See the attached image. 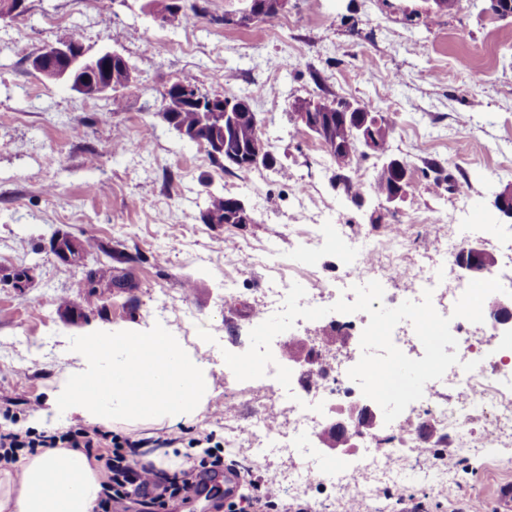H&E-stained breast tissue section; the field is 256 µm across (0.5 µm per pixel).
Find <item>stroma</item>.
<instances>
[{
	"label": "stroma",
	"mask_w": 512,
	"mask_h": 512,
	"mask_svg": "<svg viewBox=\"0 0 512 512\" xmlns=\"http://www.w3.org/2000/svg\"><path fill=\"white\" fill-rule=\"evenodd\" d=\"M206 14L194 24L156 22L147 0H27L26 13L0 18V410L12 408L18 428L63 432L81 418L59 412L61 373L84 369L72 338L117 328L144 332L162 324L208 368L210 394L185 426L223 439L273 408L268 394L240 383L224 352L249 347L253 311L268 271L251 251L271 248L291 281H315L299 253L295 229L306 217L292 188L307 184L324 223L345 225L352 247L382 238L401 223L409 250L423 259L450 225L474 224V240L497 254L496 191L512 185V19L489 15L485 0H463L452 12L427 0H290L287 10L247 28H228L225 13L240 0H197ZM76 38L92 53L120 52L135 80L100 98L50 82L30 66L51 43ZM217 96L249 98L279 169H222L205 146L181 139L161 116L160 92L177 80ZM299 97L360 101L392 114L391 153L411 166L414 187L397 212L371 222L382 202L367 195L354 206L331 184L333 158L290 116ZM444 167L470 194L436 190L422 175L425 161ZM243 200L255 221L206 224L208 196ZM96 244L87 263L131 273L127 292L103 291L85 321L69 322L60 300L83 307L79 268L60 260L53 237ZM28 270V288L2 280ZM238 283L234 307L224 305V278ZM192 292H185V283ZM180 422L130 427L143 461L167 453ZM414 438L428 450L409 459L401 486L375 484L370 494L347 480L321 494L289 490L294 466L278 454L254 459L249 448H228L226 461L243 477L280 483V502L307 512H467L481 501L498 512L495 491L512 483V449L483 459L481 449L455 447L438 423L418 417ZM455 465L442 469L445 457ZM430 470L422 484L417 474Z\"/></svg>",
	"instance_id": "obj_1"
}]
</instances>
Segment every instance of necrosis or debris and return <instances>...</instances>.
<instances>
[{"label": "necrosis or debris", "instance_id": "obj_1", "mask_svg": "<svg viewBox=\"0 0 512 512\" xmlns=\"http://www.w3.org/2000/svg\"><path fill=\"white\" fill-rule=\"evenodd\" d=\"M345 233L343 225L310 223L302 233V248L318 252L322 248L335 249L342 274L336 280L337 297L354 300L353 285L371 278L381 284L402 283L407 299L421 301L424 290H431L436 311L450 318V330L457 340L458 365L452 366L442 379L428 382L422 399L411 403L389 425L395 446L385 456L361 459L356 465L341 466L327 471L323 481L335 484L346 478L378 472L391 484H398L403 465L410 456H423L420 444L411 439L412 418L422 412L451 430L459 448L482 447L486 456L500 454L504 432H512V335L501 337L496 354H488L483 339L496 334L493 325L473 323L453 315L456 302L465 291L469 280L463 276L449 277L448 260L468 246L467 235L449 236L447 243L437 246L431 260H403L405 231L393 225L388 237L378 240L363 250L342 247ZM475 362L473 371L462 368L463 363ZM356 363L348 358L329 366L313 382L301 384L292 381L283 387L274 377V369H267L263 378L264 389L275 395L277 410L253 423L245 435L230 433L225 439L227 447H236L240 437H247L255 458L263 459L276 452L307 457L310 467L289 473L288 486L293 490L305 488L316 473L319 461L316 442L321 436L336 405L360 395L359 385L351 380L348 371ZM323 404V413L313 410L314 404ZM485 416L491 422L484 438H477L468 425L469 419Z\"/></svg>", "mask_w": 512, "mask_h": 512}]
</instances>
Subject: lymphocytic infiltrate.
<instances>
[{"label":"lymphocytic infiltrate","mask_w":512,"mask_h":512,"mask_svg":"<svg viewBox=\"0 0 512 512\" xmlns=\"http://www.w3.org/2000/svg\"><path fill=\"white\" fill-rule=\"evenodd\" d=\"M73 448L87 457L102 462L109 481L94 512H112L113 505L135 502L140 512H166L168 501L180 493L196 490V477L217 472L224 465L218 449L206 448L196 463L185 472L182 481L162 483L154 466L136 458V443L121 432L99 427H78L60 435H49L33 429L25 432H0V462L15 461L21 449L36 453L42 448Z\"/></svg>","instance_id":"1"}]
</instances>
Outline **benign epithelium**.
Segmentation results:
<instances>
[{
    "instance_id": "1",
    "label": "benign epithelium",
    "mask_w": 512,
    "mask_h": 512,
    "mask_svg": "<svg viewBox=\"0 0 512 512\" xmlns=\"http://www.w3.org/2000/svg\"><path fill=\"white\" fill-rule=\"evenodd\" d=\"M247 6L237 12L224 15V25L228 27H245L256 22L264 21L274 15L284 12L288 7V0H246ZM27 11L26 0H0V13L6 16H21ZM96 56L89 54L85 49L79 48L74 38L57 42L49 48L31 58L30 64L34 70L41 73L44 78L54 83H64L85 97L98 98L133 81L134 72L130 68H122L113 72L110 80L98 84L74 83V76L69 74L73 70L78 72L94 64ZM163 119L174 123L176 113L186 108L188 104L204 105L199 98L195 85L190 81H177L166 86L162 93ZM324 102L314 98L296 99L290 104L291 116L294 121L308 129L315 131L323 138L336 163L333 181L342 186L350 181L346 171L350 170L351 162L347 155L336 149L333 142V127H325L316 123V110L322 108ZM382 128V114L379 112H365L362 121L357 127V143L368 153L375 155L380 150ZM493 205L500 216L512 221V186L507 185L495 193ZM52 251L61 259L77 263L82 258L79 241L70 236L55 238L51 244ZM490 262L489 254L478 245H470L457 254L454 264L465 277H472L482 273ZM288 368L298 369L304 376L311 379L321 370L320 353L315 347L304 346L296 349V354L288 358ZM378 416L368 405H355L348 409V413H339L328 423L327 432L333 436V444L329 450L346 454L353 445V433H365L376 428Z\"/></svg>"
}]
</instances>
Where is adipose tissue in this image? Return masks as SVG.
I'll use <instances>...</instances> for the list:
<instances>
[{
    "mask_svg": "<svg viewBox=\"0 0 512 512\" xmlns=\"http://www.w3.org/2000/svg\"><path fill=\"white\" fill-rule=\"evenodd\" d=\"M99 471L69 448H49L0 466V512H93Z\"/></svg>",
    "mask_w": 512,
    "mask_h": 512,
    "instance_id": "adipose-tissue-1",
    "label": "adipose tissue"
}]
</instances>
